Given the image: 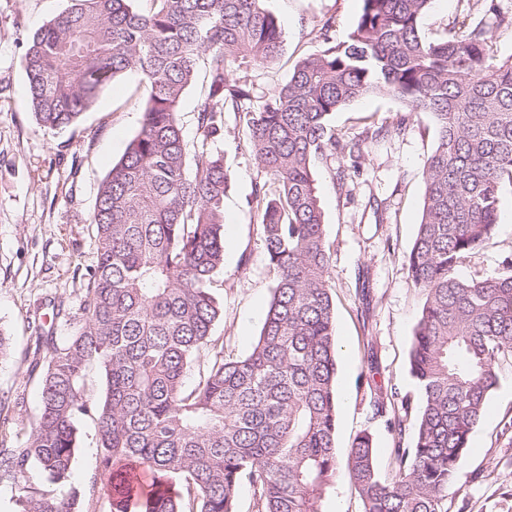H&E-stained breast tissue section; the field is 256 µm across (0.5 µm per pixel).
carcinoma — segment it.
Segmentation results:
<instances>
[{
  "label": "carcinoma",
  "instance_id": "obj_1",
  "mask_svg": "<svg viewBox=\"0 0 512 512\" xmlns=\"http://www.w3.org/2000/svg\"><path fill=\"white\" fill-rule=\"evenodd\" d=\"M70 0L27 40L29 106L56 131L76 123L129 70L149 86L140 128L101 182L91 215L95 265L78 326L42 337L48 357L37 420L22 448L0 447V479L35 464L46 485H18L17 512H77L86 493L70 483L77 420L95 425L100 454L92 486L111 512H237L242 483L251 512H321L340 473L336 435L337 339L330 245L312 161L360 154L336 137L331 117L372 93L429 115L436 144L425 164L417 233L407 257L426 295L410 373L419 391L413 442L409 399L374 392L387 420L392 474H380L371 438L357 436L345 474L362 512H448V489L487 413L500 359L512 358V273L462 280L455 268L499 226L512 184V56L487 59L492 30H512L496 0L484 19L440 39L422 32L433 0H363L347 39L321 27L324 48L300 61L278 91L254 105L249 71L275 63L285 39L264 0ZM204 65L190 155L178 106ZM241 72L238 81L228 75ZM243 112L267 180L256 194L272 296L243 356L214 335L224 302L210 288L224 270L226 107ZM197 367L190 390L184 377ZM103 395L90 403L87 376Z\"/></svg>",
  "mask_w": 512,
  "mask_h": 512
}]
</instances>
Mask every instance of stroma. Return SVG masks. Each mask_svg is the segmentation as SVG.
<instances>
[{"label": "stroma", "instance_id": "stroma-1", "mask_svg": "<svg viewBox=\"0 0 512 512\" xmlns=\"http://www.w3.org/2000/svg\"><path fill=\"white\" fill-rule=\"evenodd\" d=\"M67 0H0V330L12 347L0 361V440L23 447L40 404V372L46 352L36 338L44 330L68 335L73 322L54 317L53 304L78 307L87 272L96 261L90 222L98 186L137 133L147 85L133 71L104 90L77 123L48 132L27 104L22 67L26 42L61 13ZM280 20L285 50L273 66L253 70L254 93L267 99L286 82L296 64L318 53L320 28L332 21L343 40L354 30L362 0H265ZM476 0H433L423 19L436 38L463 18L479 20ZM340 139L359 140L358 160L337 153L314 162L320 205L331 248L330 286L336 312L339 457L354 438L368 434L376 463L387 469L393 436L371 406L370 385L417 396L409 352L426 296L407 268L406 256L421 217L424 165L435 146L432 120L408 112L394 98L373 94L336 112ZM401 133H394V126ZM219 147L230 181L224 196L227 222L224 271L211 283L224 301L215 335L228 353L246 354L263 324L272 276L260 239L255 193L265 180L247 139L243 113L224 114ZM512 256V188L502 190L496 235L458 264L464 279L505 273ZM499 383L488 412L471 437L448 491V512H512V359L498 363ZM80 437L71 482L89 487L98 442L89 417L79 420ZM481 482H472L474 473Z\"/></svg>", "mask_w": 512, "mask_h": 512}]
</instances>
